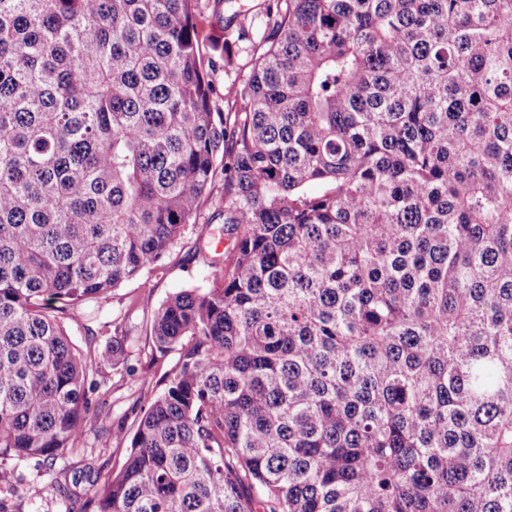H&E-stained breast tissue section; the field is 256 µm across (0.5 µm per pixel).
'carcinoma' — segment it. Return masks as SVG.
Here are the masks:
<instances>
[{"instance_id": "1", "label": "carcinoma", "mask_w": 512, "mask_h": 512, "mask_svg": "<svg viewBox=\"0 0 512 512\" xmlns=\"http://www.w3.org/2000/svg\"><path fill=\"white\" fill-rule=\"evenodd\" d=\"M198 2L0 0V463L83 437L127 332L63 315L210 204L224 266L154 310L178 361L84 512H512V0H267L222 97ZM238 67L234 71H219L216 74L217 83L224 88L232 83H239L246 79L251 69L252 44L248 42L239 43L237 47Z\"/></svg>"}]
</instances>
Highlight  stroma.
Listing matches in <instances>:
<instances>
[{
	"mask_svg": "<svg viewBox=\"0 0 512 512\" xmlns=\"http://www.w3.org/2000/svg\"><path fill=\"white\" fill-rule=\"evenodd\" d=\"M203 225L190 224L182 238L165 254L158 270L115 288L100 308L85 306L71 310L64 323L72 341L82 350L102 352L112 338V325H126L132 332L126 341L125 358L118 367L103 366L100 385L91 392L93 412L98 422L89 423L82 441L67 451L53 467L36 459L6 462L5 481H0V499L9 512H81L82 499L61 498L56 485L89 467L105 466L118 472L126 458L120 441L102 444L99 426L132 430V404L138 396L155 393V382L177 359V352L155 353L150 336L152 310L171 295L184 289L206 288L212 282L214 249ZM149 294L150 304L141 307L137 299Z\"/></svg>",
	"mask_w": 512,
	"mask_h": 512,
	"instance_id": "stroma-1",
	"label": "stroma"
}]
</instances>
